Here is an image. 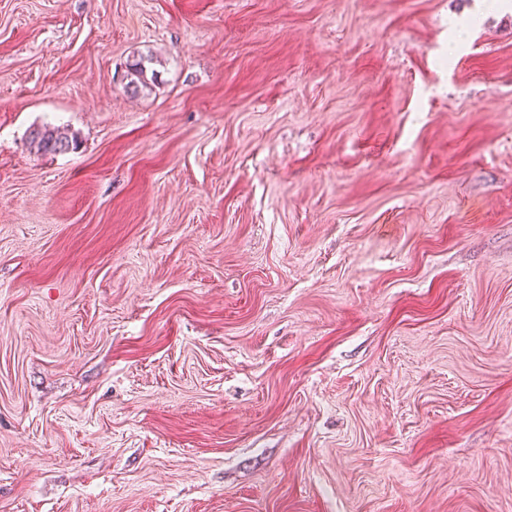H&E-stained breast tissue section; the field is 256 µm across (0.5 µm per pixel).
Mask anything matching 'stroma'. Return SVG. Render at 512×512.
<instances>
[{
    "label": "stroma",
    "mask_w": 512,
    "mask_h": 512,
    "mask_svg": "<svg viewBox=\"0 0 512 512\" xmlns=\"http://www.w3.org/2000/svg\"><path fill=\"white\" fill-rule=\"evenodd\" d=\"M0 512H512V0H0ZM33 140L37 141L45 152H60L70 147L68 136L58 128H45L34 133Z\"/></svg>",
    "instance_id": "1"
}]
</instances>
